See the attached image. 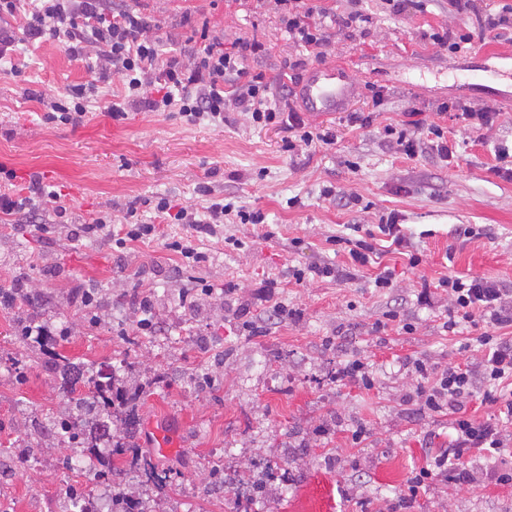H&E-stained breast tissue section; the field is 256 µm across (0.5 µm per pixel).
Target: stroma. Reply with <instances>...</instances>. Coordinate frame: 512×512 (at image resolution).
Here are the masks:
<instances>
[{
  "label": "stroma",
  "instance_id": "35a3bbf8",
  "mask_svg": "<svg viewBox=\"0 0 512 512\" xmlns=\"http://www.w3.org/2000/svg\"><path fill=\"white\" fill-rule=\"evenodd\" d=\"M154 23L165 55L202 46L194 28L208 24L225 43L265 42L249 73L278 77L300 49L289 41L275 0H116ZM373 21L336 28L320 58L345 66L354 82L353 112L371 116L350 126L346 114L304 113L309 125L332 129L331 146L286 148L288 132L255 126L230 112L223 126L189 124L174 112L130 111L112 120L106 111L119 79L99 86L82 124L42 123V94L79 84L88 62L74 61L53 41L22 38L25 19L8 25L19 38L0 61V167L14 172L0 190L22 196L32 175L53 186L69 220L39 230L0 213V286L22 282L48 301L30 308L0 307V448H23L26 459L0 469V512H58L66 487L83 485L105 506L113 491L150 498L154 512H297L303 501L329 494L332 512H512V485L491 472L512 469V447L489 458L471 453L455 462L464 480H427L409 496L410 479L436 469L448 441V412H419L409 399L416 378L410 363L432 370L476 362L478 338L512 340V325L486 320L447 329L448 295L439 278L483 277L512 289V181L493 172L499 145H512V43L482 31L476 19L449 12L445 0L393 16L380 0H361ZM468 29L470 43L457 52L434 44L430 32ZM383 104L372 105L373 89ZM495 106L492 128L464 130L441 103ZM443 127L456 145L451 161L425 151L409 157L390 147L387 126L410 112ZM209 184L235 208L260 211L262 224L226 217L211 232L194 234L206 256L196 263L167 249L184 235L162 224V236L118 245L111 238L76 237L77 225L110 216L126 224L129 206L142 220L144 201L165 195L204 209ZM353 195L345 205L322 196L324 187ZM401 215L403 233L421 262L382 249L379 262L354 276L313 277V266L347 267L346 253L330 237L356 238L376 231L382 215ZM483 228L481 236L466 228ZM391 273V285L374 277ZM305 271L302 282L292 273ZM275 284V301L289 317L269 320L259 287ZM430 300H419L422 288ZM93 292L111 312H87L82 296ZM150 295L143 311L134 293ZM396 313L385 321L386 313ZM150 320L151 330L138 326ZM384 329H377L378 321ZM69 326L47 345L25 340L24 325ZM63 354L102 374H114L135 391L140 424L173 420L177 442L160 454L147 436L129 449L118 488L103 478L85 480L70 467L67 447L46 434L66 398L50 361ZM359 359L374 386L337 381V370ZM364 429L361 441L352 433ZM152 460L160 483L147 482L138 459ZM240 472L259 477L262 492L242 490Z\"/></svg>",
  "mask_w": 512,
  "mask_h": 512
}]
</instances>
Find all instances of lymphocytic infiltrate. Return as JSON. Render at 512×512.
Wrapping results in <instances>:
<instances>
[{"mask_svg": "<svg viewBox=\"0 0 512 512\" xmlns=\"http://www.w3.org/2000/svg\"><path fill=\"white\" fill-rule=\"evenodd\" d=\"M286 14V31L298 46L310 49L326 45V34L333 25L346 28L370 23V15L354 10L336 16L330 9L316 5L314 0H277ZM152 21L133 9H115L109 0H29L25 35L32 40L57 42L70 52L74 60H82L87 49H97L96 64L90 69L87 82L49 94L43 122L81 124L88 112L90 97L99 83L120 75L123 91L113 96L107 107L116 121L127 118L132 108L146 112L178 111L188 123L209 122L220 126L229 111L250 114L254 124L283 126L296 141L309 145L319 141L334 144L332 131L313 130L300 112L290 109L293 90L288 84L290 72L306 66L298 58L290 61L287 70L275 80L264 74H248V61L262 57L266 48L256 40L239 39L225 46L220 37L210 36L201 28L205 44L189 58L163 57L160 42L150 34ZM398 151L412 156L430 149L441 160L453 159L455 148L449 144L442 128L413 121L411 129L387 127ZM29 194L16 198L0 194V213H30L36 203L49 202L57 218L67 216L56 191L48 189L40 177H32ZM148 204L157 217H174L193 229L209 230L223 223L225 216L236 215L240 223L260 224L261 213L234 210L232 204L214 198L205 210L174 208L165 196H155ZM440 287L448 292V310L466 321L483 316L495 325L512 323V293L496 282L483 278L464 279L455 275L440 278ZM478 341L483 348L477 367L454 365L439 372L429 371L423 361L412 368L417 377L416 396L421 410L449 411L452 435L442 448L443 457L462 459L470 452L485 455L501 454L505 442L499 424L482 421L465 408L476 383L486 385L487 402L501 406L507 419H512V392H501L505 381H512V342L484 333Z\"/></svg>", "mask_w": 512, "mask_h": 512, "instance_id": "obj_1", "label": "lymphocytic infiltrate"}]
</instances>
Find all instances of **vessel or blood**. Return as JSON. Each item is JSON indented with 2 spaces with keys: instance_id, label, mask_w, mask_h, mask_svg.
I'll return each mask as SVG.
<instances>
[{
  "instance_id": "1",
  "label": "vessel or blood",
  "mask_w": 512,
  "mask_h": 512,
  "mask_svg": "<svg viewBox=\"0 0 512 512\" xmlns=\"http://www.w3.org/2000/svg\"><path fill=\"white\" fill-rule=\"evenodd\" d=\"M353 96L349 72L336 65L312 66L298 87L300 107L320 115L344 110Z\"/></svg>"
}]
</instances>
